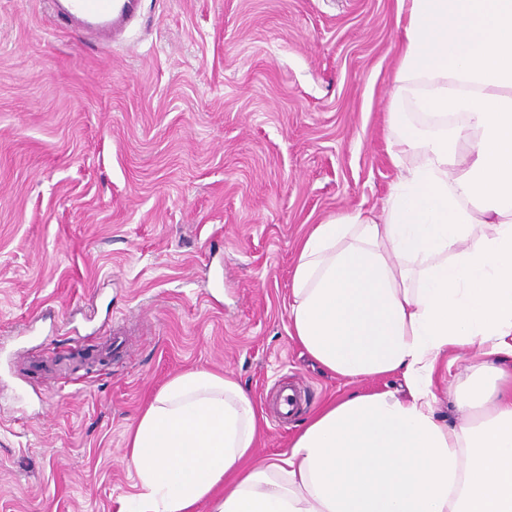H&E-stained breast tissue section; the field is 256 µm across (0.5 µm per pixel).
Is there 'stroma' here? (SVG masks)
<instances>
[{
  "mask_svg": "<svg viewBox=\"0 0 512 512\" xmlns=\"http://www.w3.org/2000/svg\"><path fill=\"white\" fill-rule=\"evenodd\" d=\"M397 0H141L111 48L0 0V512H119L173 376L232 373L255 461L350 383L290 335L297 247L381 213ZM296 408L281 416L282 389Z\"/></svg>",
  "mask_w": 512,
  "mask_h": 512,
  "instance_id": "1",
  "label": "stroma"
}]
</instances>
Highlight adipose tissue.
<instances>
[{"label":"adipose tissue","instance_id":"obj_1","mask_svg":"<svg viewBox=\"0 0 512 512\" xmlns=\"http://www.w3.org/2000/svg\"><path fill=\"white\" fill-rule=\"evenodd\" d=\"M399 2L397 90L435 128L391 107L383 213L311 230L288 316L324 370L398 375L405 394L328 401L255 463L251 394L228 373L174 376L130 434L134 512H512V0ZM472 349L451 425L434 377Z\"/></svg>","mask_w":512,"mask_h":512}]
</instances>
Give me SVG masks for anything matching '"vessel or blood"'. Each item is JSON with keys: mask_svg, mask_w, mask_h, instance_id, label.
I'll return each mask as SVG.
<instances>
[{"mask_svg": "<svg viewBox=\"0 0 512 512\" xmlns=\"http://www.w3.org/2000/svg\"><path fill=\"white\" fill-rule=\"evenodd\" d=\"M139 0H55L57 17L86 24L87 33L110 42L125 31L139 11Z\"/></svg>", "mask_w": 512, "mask_h": 512, "instance_id": "obj_1", "label": "vessel or blood"}]
</instances>
